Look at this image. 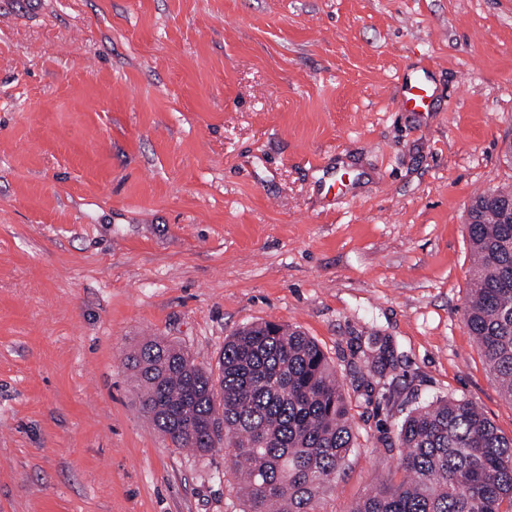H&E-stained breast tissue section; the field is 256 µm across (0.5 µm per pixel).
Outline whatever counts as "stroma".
Segmentation results:
<instances>
[{
  "instance_id": "stroma-1",
  "label": "stroma",
  "mask_w": 512,
  "mask_h": 512,
  "mask_svg": "<svg viewBox=\"0 0 512 512\" xmlns=\"http://www.w3.org/2000/svg\"><path fill=\"white\" fill-rule=\"evenodd\" d=\"M504 185L512 0H0V512H240L227 449L139 411L147 337L212 371L253 322L320 346L357 437L320 512L433 399L511 438L463 321L467 212ZM373 336L397 365L364 383ZM434 96L431 84L424 79H416L408 82L403 77L400 80L397 94L399 107L412 112H428Z\"/></svg>"
}]
</instances>
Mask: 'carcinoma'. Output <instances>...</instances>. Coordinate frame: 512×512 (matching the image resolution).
Here are the masks:
<instances>
[{
	"label": "carcinoma",
	"mask_w": 512,
	"mask_h": 512,
	"mask_svg": "<svg viewBox=\"0 0 512 512\" xmlns=\"http://www.w3.org/2000/svg\"><path fill=\"white\" fill-rule=\"evenodd\" d=\"M473 255L464 320L512 401V188L474 197ZM140 411L176 448L207 455L228 442L242 512H318L356 434L342 386L319 345L273 321L224 340L218 376L163 339L127 354ZM367 373L394 367L390 341L374 338ZM400 480L377 484L349 512H512V438L465 400L440 399L397 426Z\"/></svg>",
	"instance_id": "obj_1"
}]
</instances>
